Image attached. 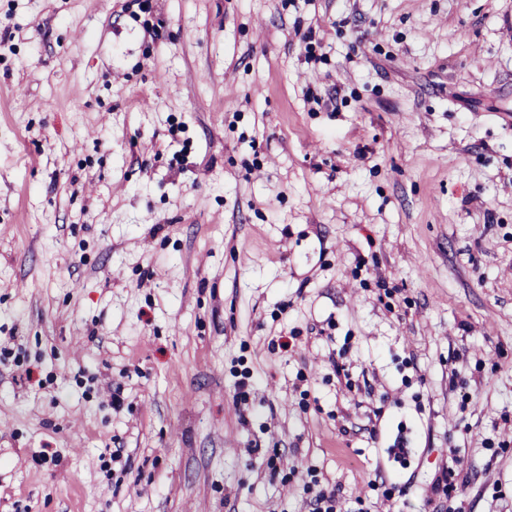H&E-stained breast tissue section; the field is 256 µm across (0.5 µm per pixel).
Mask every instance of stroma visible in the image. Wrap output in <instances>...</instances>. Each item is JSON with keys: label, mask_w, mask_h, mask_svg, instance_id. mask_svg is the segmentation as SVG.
I'll return each mask as SVG.
<instances>
[{"label": "stroma", "mask_w": 512, "mask_h": 512, "mask_svg": "<svg viewBox=\"0 0 512 512\" xmlns=\"http://www.w3.org/2000/svg\"><path fill=\"white\" fill-rule=\"evenodd\" d=\"M130 2L0 0V512L512 507V0ZM459 474L448 468L443 469L441 476L437 477L432 487V494L446 500H457L462 494L464 482H459Z\"/></svg>", "instance_id": "obj_1"}]
</instances>
